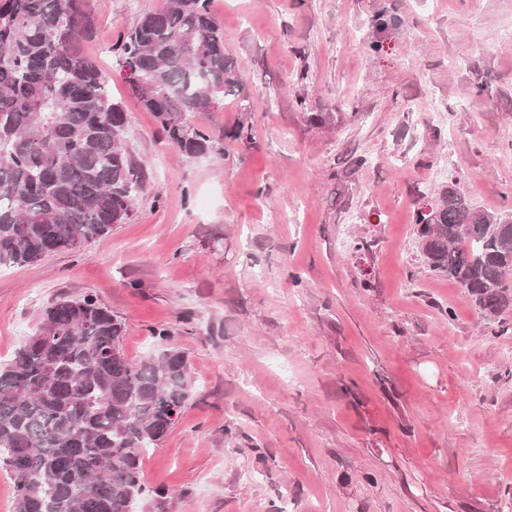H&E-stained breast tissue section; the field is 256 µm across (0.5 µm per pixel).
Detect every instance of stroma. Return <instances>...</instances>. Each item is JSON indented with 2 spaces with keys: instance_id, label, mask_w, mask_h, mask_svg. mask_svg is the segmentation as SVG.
I'll return each instance as SVG.
<instances>
[{
  "instance_id": "stroma-1",
  "label": "stroma",
  "mask_w": 512,
  "mask_h": 512,
  "mask_svg": "<svg viewBox=\"0 0 512 512\" xmlns=\"http://www.w3.org/2000/svg\"><path fill=\"white\" fill-rule=\"evenodd\" d=\"M163 3L91 0L82 48L147 185L111 233L0 268V364L86 294L129 361L186 355L135 512H504L512 310L431 271L412 216L451 187L512 210V0H212L243 82L191 115L216 143L194 158L112 54Z\"/></svg>"
}]
</instances>
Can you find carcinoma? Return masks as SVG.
Masks as SVG:
<instances>
[{"label":"carcinoma","instance_id":"1","mask_svg":"<svg viewBox=\"0 0 512 512\" xmlns=\"http://www.w3.org/2000/svg\"><path fill=\"white\" fill-rule=\"evenodd\" d=\"M92 32L90 0H0V267L109 234L146 187L126 112L80 49ZM112 51L186 156L213 149L188 118L235 92L241 71L211 0H166ZM414 223L431 270L489 315L512 308L511 212L491 214L450 188ZM123 331L93 296L63 297L0 368V468L15 512H134L140 456L174 425L194 379L179 351L130 362Z\"/></svg>","mask_w":512,"mask_h":512}]
</instances>
